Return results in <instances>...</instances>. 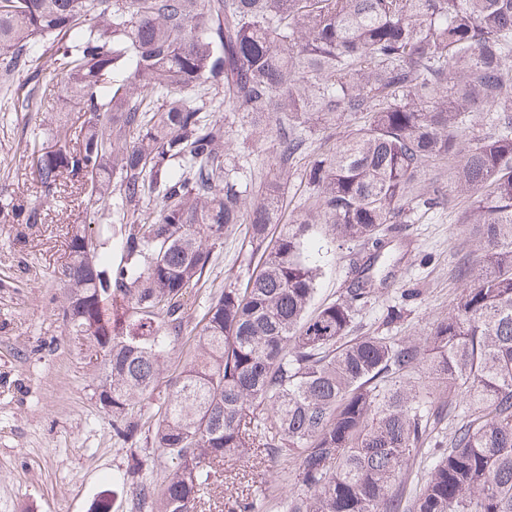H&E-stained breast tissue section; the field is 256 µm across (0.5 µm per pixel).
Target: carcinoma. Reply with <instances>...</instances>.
Wrapping results in <instances>:
<instances>
[{"instance_id": "obj_1", "label": "carcinoma", "mask_w": 512, "mask_h": 512, "mask_svg": "<svg viewBox=\"0 0 512 512\" xmlns=\"http://www.w3.org/2000/svg\"><path fill=\"white\" fill-rule=\"evenodd\" d=\"M47 73L84 134L64 122L34 135L40 200L0 185V218L40 223L66 178L109 207V223L67 229L55 274L69 334L101 354L114 435L143 431L176 461L158 492L152 461L133 466L136 512H203L223 483L256 482L259 448L297 463L283 512H512V0H0L9 111H31ZM226 110L256 130L288 115L282 166L307 153L305 115L358 120L306 163L315 212L282 223L277 179L250 198L215 117ZM478 119L489 133L472 136ZM450 159L477 249L448 317L421 343L346 339L390 225L449 202L437 182L411 191ZM318 223L368 253L347 296L311 312L320 268L303 237ZM234 224L249 225L259 270L202 302L192 358L162 396L185 296ZM425 360L448 398L409 391ZM218 508L274 504L256 492Z\"/></svg>"}]
</instances>
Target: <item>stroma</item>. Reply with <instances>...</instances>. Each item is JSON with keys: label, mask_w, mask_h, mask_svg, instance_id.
Returning a JSON list of instances; mask_svg holds the SVG:
<instances>
[{"label": "stroma", "mask_w": 512, "mask_h": 512, "mask_svg": "<svg viewBox=\"0 0 512 512\" xmlns=\"http://www.w3.org/2000/svg\"><path fill=\"white\" fill-rule=\"evenodd\" d=\"M57 106L49 92L41 111L11 112L0 119V182L29 202L37 200L40 186L25 142L34 128L54 127ZM220 119L232 135V151L251 167L250 193L278 176L286 183L290 205H314L302 168L276 162L278 123L259 132L245 113L227 111ZM465 205L460 197L455 206L394 225L389 253L396 278L359 303L350 337L379 332L417 340L447 316L460 289L455 268L474 251L459 222ZM107 217L106 210L91 206L80 189L69 186L41 223L0 221V512H91L113 480L125 479L134 458L152 459L157 482L173 466L150 441L125 445L116 440L112 417L95 395L101 366L85 343L68 336L59 315L65 288L54 270L66 259V228ZM305 240L322 251L316 303L343 297L363 244L339 245L327 224L309 225ZM258 259L247 225H236L213 250L208 288L242 287ZM394 304L405 314L389 325L384 317Z\"/></svg>", "instance_id": "obj_1"}]
</instances>
